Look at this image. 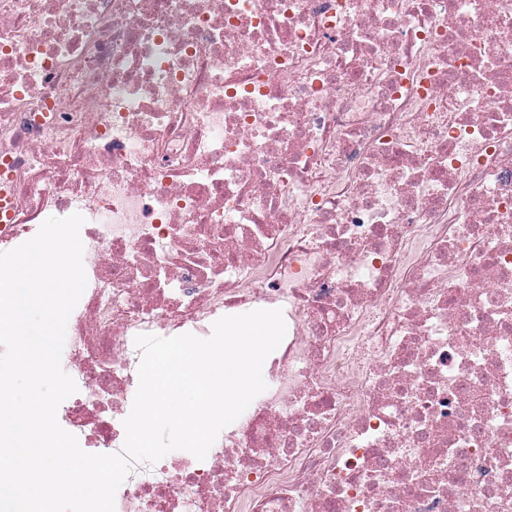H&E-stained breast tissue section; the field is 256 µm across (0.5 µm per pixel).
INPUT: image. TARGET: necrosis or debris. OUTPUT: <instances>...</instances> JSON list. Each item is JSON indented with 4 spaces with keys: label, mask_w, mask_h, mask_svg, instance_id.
Segmentation results:
<instances>
[{
    "label": "necrosis or debris",
    "mask_w": 512,
    "mask_h": 512,
    "mask_svg": "<svg viewBox=\"0 0 512 512\" xmlns=\"http://www.w3.org/2000/svg\"><path fill=\"white\" fill-rule=\"evenodd\" d=\"M0 252L81 214L57 419L281 310L267 388L115 512H512V0H0Z\"/></svg>",
    "instance_id": "1"
}]
</instances>
